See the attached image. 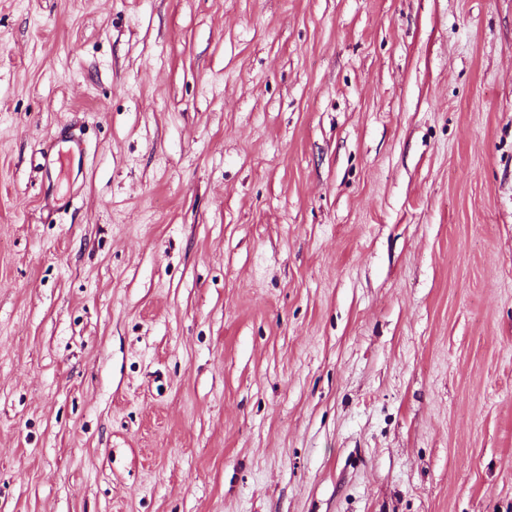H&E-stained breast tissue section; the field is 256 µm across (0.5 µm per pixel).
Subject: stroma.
I'll return each instance as SVG.
<instances>
[{
	"label": "stroma",
	"instance_id": "1",
	"mask_svg": "<svg viewBox=\"0 0 512 512\" xmlns=\"http://www.w3.org/2000/svg\"><path fill=\"white\" fill-rule=\"evenodd\" d=\"M0 512H512V0H0Z\"/></svg>",
	"mask_w": 512,
	"mask_h": 512
}]
</instances>
